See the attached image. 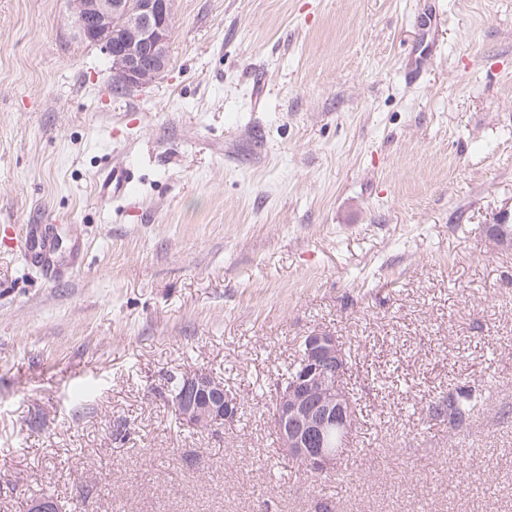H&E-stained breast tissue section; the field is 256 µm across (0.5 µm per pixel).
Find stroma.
<instances>
[{"mask_svg":"<svg viewBox=\"0 0 512 512\" xmlns=\"http://www.w3.org/2000/svg\"><path fill=\"white\" fill-rule=\"evenodd\" d=\"M107 164L135 188L104 206ZM506 218L512 0H177L126 93L68 0H0V512H512ZM33 224L79 261L29 266ZM316 330L358 408L322 475L268 391ZM197 369L235 423L180 424ZM476 404L469 396L448 394L434 402L429 408V413L434 418L448 420L451 428L464 424L473 414Z\"/></svg>","mask_w":512,"mask_h":512,"instance_id":"35a3bbf8","label":"stroma"}]
</instances>
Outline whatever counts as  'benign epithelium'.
Returning a JSON list of instances; mask_svg holds the SVG:
<instances>
[{"mask_svg":"<svg viewBox=\"0 0 512 512\" xmlns=\"http://www.w3.org/2000/svg\"><path fill=\"white\" fill-rule=\"evenodd\" d=\"M175 2L69 0L79 37L107 55L113 86L125 91L148 86L166 71ZM114 18L124 23L121 42L114 40ZM488 232L497 247L512 249V234L501 225H489ZM299 363L292 378L275 385L271 415L282 447L317 475L336 466L341 442L354 425L350 399L341 385L347 361L335 336L313 331L304 337ZM168 402L186 425L201 432L235 421L241 410L224 382L202 369L184 375L181 390Z\"/></svg>","mask_w":512,"mask_h":512,"instance_id":"benign-epithelium-1","label":"benign epithelium"}]
</instances>
